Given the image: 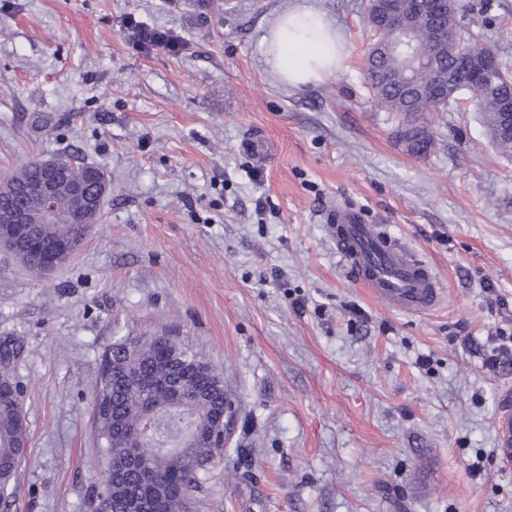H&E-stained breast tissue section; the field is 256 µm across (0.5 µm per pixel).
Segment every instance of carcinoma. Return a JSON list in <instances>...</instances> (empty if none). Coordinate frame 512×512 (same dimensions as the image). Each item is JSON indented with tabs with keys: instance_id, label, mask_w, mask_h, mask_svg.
Listing matches in <instances>:
<instances>
[{
	"instance_id": "cac0c4a2",
	"label": "carcinoma",
	"mask_w": 512,
	"mask_h": 512,
	"mask_svg": "<svg viewBox=\"0 0 512 512\" xmlns=\"http://www.w3.org/2000/svg\"><path fill=\"white\" fill-rule=\"evenodd\" d=\"M428 18L417 21L416 50L422 63L412 71L399 54L379 57L368 73L374 100L388 112L412 118L397 133L407 151L421 156L430 149L433 136L424 122L431 112H446L452 101L448 94L437 99L425 92L435 71L451 64L453 48L437 47L427 32ZM496 75L497 92L483 83L462 76L454 81L456 95L469 100L485 120L491 141L498 150L512 155V141L496 139L495 127L501 113L499 97L512 90L508 68ZM39 163L30 161L0 178V187L9 193L0 196V208H21L34 212L28 235L34 239L69 245L80 237L70 223V179L60 182L54 223L45 224L39 208L28 196L27 187L40 177ZM17 348L5 345L0 352V487L14 489L19 463L27 447V430L14 376ZM201 357L189 346L171 338L163 341L119 336L104 350L93 393L92 419L98 450L106 471L97 497L107 512H124L133 498L146 499L154 512H189L187 490L200 481L203 468L216 452L209 447V434L224 404V387L215 371L202 367ZM183 384L184 405L172 404V386ZM137 447L146 458L149 475L130 466L128 449Z\"/></svg>"
}]
</instances>
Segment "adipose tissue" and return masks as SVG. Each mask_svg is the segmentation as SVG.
Wrapping results in <instances>:
<instances>
[{"label":"adipose tissue","instance_id":"adipose-tissue-1","mask_svg":"<svg viewBox=\"0 0 512 512\" xmlns=\"http://www.w3.org/2000/svg\"><path fill=\"white\" fill-rule=\"evenodd\" d=\"M267 62L293 88L317 83L338 71L345 38L306 0H293L262 37Z\"/></svg>","mask_w":512,"mask_h":512}]
</instances>
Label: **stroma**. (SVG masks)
Wrapping results in <instances>:
<instances>
[{"label":"stroma","mask_w":512,"mask_h":512,"mask_svg":"<svg viewBox=\"0 0 512 512\" xmlns=\"http://www.w3.org/2000/svg\"><path fill=\"white\" fill-rule=\"evenodd\" d=\"M289 2L0 0V176L66 156L110 179L52 274L0 247L28 433L0 512H92V391L118 336L188 344L236 404L191 512H512L492 429L512 361L485 364L512 336V156L461 106L429 117L430 153L406 151L366 84L368 0H309L347 56L283 84L261 39ZM133 22L175 48L134 43ZM459 25L512 69V0H461ZM257 131L263 163L243 147ZM329 200L430 263L442 305L396 311L357 285Z\"/></svg>","instance_id":"stroma-1"}]
</instances>
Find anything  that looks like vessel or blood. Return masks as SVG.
Listing matches in <instances>:
<instances>
[{
  "label": "vessel or blood",
  "mask_w": 512,
  "mask_h": 512,
  "mask_svg": "<svg viewBox=\"0 0 512 512\" xmlns=\"http://www.w3.org/2000/svg\"><path fill=\"white\" fill-rule=\"evenodd\" d=\"M321 217L334 231L337 251L353 279L389 308L424 315L443 301L437 272L390 232L365 223L358 209L325 204ZM496 454L512 461V391L503 392L493 420Z\"/></svg>",
  "instance_id": "b4317fda"
}]
</instances>
